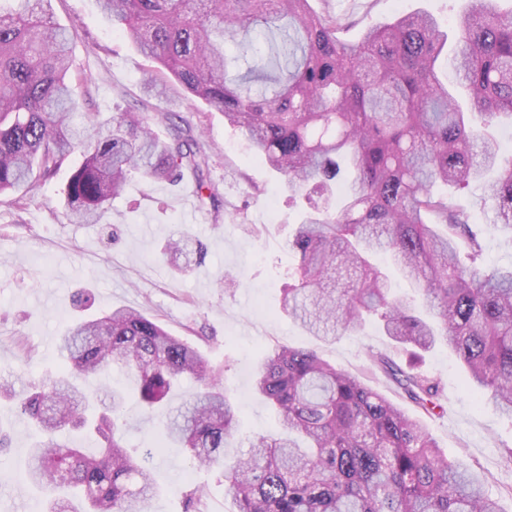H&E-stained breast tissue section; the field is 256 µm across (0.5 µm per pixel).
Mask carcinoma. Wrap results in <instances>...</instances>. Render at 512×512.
<instances>
[{
  "mask_svg": "<svg viewBox=\"0 0 512 512\" xmlns=\"http://www.w3.org/2000/svg\"><path fill=\"white\" fill-rule=\"evenodd\" d=\"M50 0H0V194L24 198L78 147L83 160L64 194L72 219L96 224L134 177L174 181L189 169L200 202L212 198L208 157L188 126L168 119L160 139L141 112L111 119L76 112L68 81L74 32ZM468 0L456 21L455 88L436 71L448 32L424 11L371 26L355 41L346 21L310 0H98L112 25L166 80L224 114L254 153L308 207L289 250L295 266L283 312L334 340L375 315L383 333L413 352L443 344L467 372L478 403L512 417V266L484 269L483 241L448 191L479 182L491 224L512 243V156L489 128L512 121V8ZM352 174L340 205L332 182ZM387 254L423 296L421 308L391 294L373 263ZM71 369L26 394L38 433L29 481L58 493L46 512H143L156 494L148 458L118 434L124 396L89 418L78 383L113 367L134 373L151 409L185 376L202 383L166 438L191 464L218 468L235 512H504L486 477L450 461L426 428L369 385L366 371H339L312 349L276 347L254 390L280 430L234 447L235 403L211 362L154 318L116 308L72 324L59 346ZM427 414L442 409L440 382L385 354L371 355ZM96 434L97 454L58 439L65 427Z\"/></svg>",
  "mask_w": 512,
  "mask_h": 512,
  "instance_id": "1",
  "label": "carcinoma"
}]
</instances>
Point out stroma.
<instances>
[{"label":"stroma","mask_w":512,"mask_h":512,"mask_svg":"<svg viewBox=\"0 0 512 512\" xmlns=\"http://www.w3.org/2000/svg\"><path fill=\"white\" fill-rule=\"evenodd\" d=\"M322 14H342L351 26L347 40L367 27L424 10L454 30L464 0H312ZM55 20L76 33L72 45L73 88L80 111L102 117L125 110L145 112L158 134H165L163 113L173 112L197 126L209 157L207 179L217 200L199 205L195 177L182 182L131 181L97 224H78L66 209L63 189L81 153H73L49 182L17 199L0 195V383H11L15 398L0 397V512H43L46 492L25 475V454L33 432L21 414V396L61 367L60 339L75 320L116 307L138 309L197 347L223 369L224 385L236 400L237 438L274 432L271 407L253 394L260 356L279 345L312 348L336 368L356 372L369 367L373 353L397 351L375 321L361 332L323 341L310 335L281 310V288L293 257L288 241L301 220L283 180L254 154L222 113L198 99L186 100L177 84L164 98L142 88L152 63L129 38L114 31L97 0H51ZM458 200L472 223L484 229V263L512 265V245L490 227V204L480 184L460 190ZM189 238L181 254H164L168 239ZM420 366L438 378L447 409L420 416L449 459L486 474L488 494L512 512V469L502 451L512 448V419L478 407L462 367L446 346L422 353ZM185 379L172 404L153 411L139 408L137 381L112 370L86 382L102 396L124 392L129 415L122 427L127 447L142 451L164 437L172 409L197 390ZM158 486L146 512H184V495L201 488L194 512H234L221 471L192 469L183 448L170 445L150 461Z\"/></svg>","instance_id":"35a3bbf8"}]
</instances>
